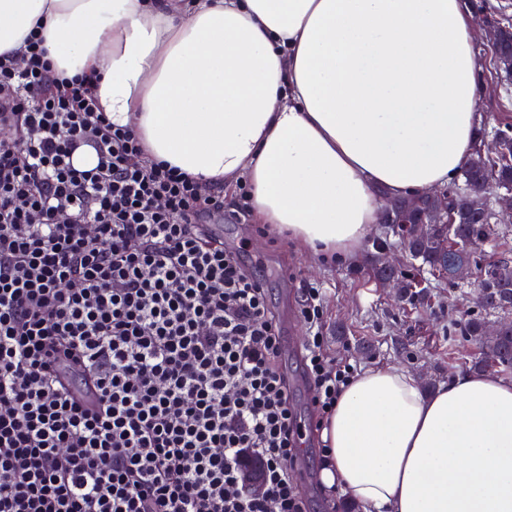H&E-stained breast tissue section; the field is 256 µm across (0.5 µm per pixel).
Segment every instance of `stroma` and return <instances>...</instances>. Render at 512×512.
Wrapping results in <instances>:
<instances>
[{"mask_svg":"<svg viewBox=\"0 0 512 512\" xmlns=\"http://www.w3.org/2000/svg\"><path fill=\"white\" fill-rule=\"evenodd\" d=\"M224 242L237 247L252 273L264 280L270 308L286 330L281 366L288 374L291 401L303 429L310 477H317L320 461L311 425L313 391L300 381L308 330L303 319H288V310L299 305L304 287L326 291L323 316L330 354L346 357L360 369L400 367L419 380L442 385L469 372L481 357L476 345L448 331L449 318L483 316L473 299V282L451 288L437 278L425 277L429 299L412 305L395 300L374 276L370 256L398 244L387 225L373 226L365 242L368 258L358 263L317 260L286 235L273 240L257 234L248 223H225ZM284 268L291 271V280H282Z\"/></svg>","mask_w":512,"mask_h":512,"instance_id":"obj_1","label":"stroma"}]
</instances>
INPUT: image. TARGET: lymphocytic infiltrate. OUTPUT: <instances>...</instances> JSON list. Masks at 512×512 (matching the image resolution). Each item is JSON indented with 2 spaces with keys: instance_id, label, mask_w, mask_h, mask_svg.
<instances>
[{
  "instance_id": "obj_1",
  "label": "lymphocytic infiltrate",
  "mask_w": 512,
  "mask_h": 512,
  "mask_svg": "<svg viewBox=\"0 0 512 512\" xmlns=\"http://www.w3.org/2000/svg\"><path fill=\"white\" fill-rule=\"evenodd\" d=\"M94 80L56 72L35 29L23 64L0 54V512H308L266 285L204 223L247 221L250 192L228 208L147 162ZM300 314L321 423L357 367L327 351L322 289ZM87 383L93 413L72 394Z\"/></svg>"
}]
</instances>
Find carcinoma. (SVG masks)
Returning <instances> with one entry per match:
<instances>
[{
  "label": "carcinoma",
  "instance_id": "obj_1",
  "mask_svg": "<svg viewBox=\"0 0 512 512\" xmlns=\"http://www.w3.org/2000/svg\"><path fill=\"white\" fill-rule=\"evenodd\" d=\"M502 141V152L480 155L481 144H476L473 161L460 172L463 186L467 189L483 187H512V125L501 123L495 127ZM496 234L495 218L481 208H467L458 217V223L448 226V238L456 243V247L443 255L437 250L435 240L413 241L408 243L410 250L411 269L391 270L385 261L383 253L374 256L375 276L384 279L396 275L403 284L404 300L411 304L424 303L423 290L417 288L412 271H425L432 275L444 268L447 275L443 280L448 287L454 288L460 283L456 270H470L479 267L484 271L493 270L496 276L488 284L490 291L482 298L484 310L504 314L512 310V265L508 260L495 256H485L478 252V246L489 242ZM485 320L481 317H471L462 323L448 321V331L470 338L479 345L485 359L476 362L480 369L487 362H492L505 370L512 369V320L500 322V328L495 336H488L484 331Z\"/></svg>",
  "mask_w": 512,
  "mask_h": 512
}]
</instances>
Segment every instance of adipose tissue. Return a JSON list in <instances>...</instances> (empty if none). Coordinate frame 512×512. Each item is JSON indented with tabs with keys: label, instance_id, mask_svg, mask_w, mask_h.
Instances as JSON below:
<instances>
[{
	"label": "adipose tissue",
	"instance_id": "ef3b65f1",
	"mask_svg": "<svg viewBox=\"0 0 512 512\" xmlns=\"http://www.w3.org/2000/svg\"><path fill=\"white\" fill-rule=\"evenodd\" d=\"M38 22L146 160L246 176L255 220L315 255L361 260L383 198L444 186L473 154L467 0H0V52L22 61ZM321 438V483L360 512H512V382L494 373L428 392L365 369Z\"/></svg>",
	"mask_w": 512,
	"mask_h": 512
}]
</instances>
